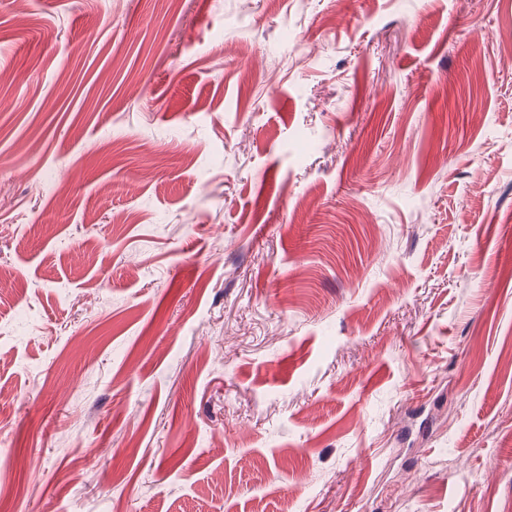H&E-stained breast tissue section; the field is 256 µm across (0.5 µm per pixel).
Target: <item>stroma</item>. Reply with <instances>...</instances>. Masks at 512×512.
Segmentation results:
<instances>
[{"label": "stroma", "mask_w": 512, "mask_h": 512, "mask_svg": "<svg viewBox=\"0 0 512 512\" xmlns=\"http://www.w3.org/2000/svg\"><path fill=\"white\" fill-rule=\"evenodd\" d=\"M0 72L14 512H512V0H0Z\"/></svg>", "instance_id": "1"}]
</instances>
